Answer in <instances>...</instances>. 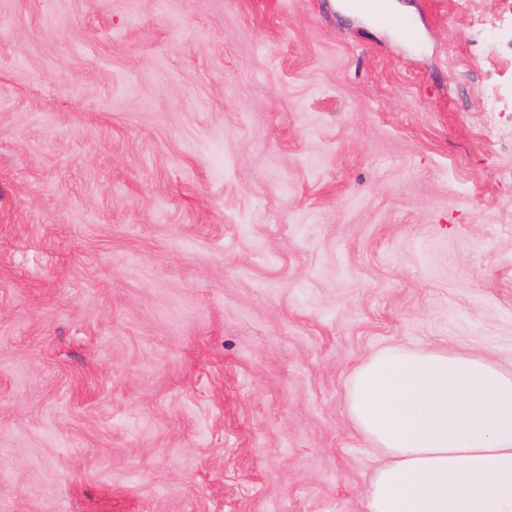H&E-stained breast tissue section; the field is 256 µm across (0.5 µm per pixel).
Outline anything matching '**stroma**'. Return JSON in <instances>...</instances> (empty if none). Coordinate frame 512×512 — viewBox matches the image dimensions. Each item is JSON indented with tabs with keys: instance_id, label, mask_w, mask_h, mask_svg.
<instances>
[{
	"instance_id": "obj_1",
	"label": "stroma",
	"mask_w": 512,
	"mask_h": 512,
	"mask_svg": "<svg viewBox=\"0 0 512 512\" xmlns=\"http://www.w3.org/2000/svg\"><path fill=\"white\" fill-rule=\"evenodd\" d=\"M390 2L0 0V512H368L363 362L512 371V13ZM386 0H347L350 9L368 14L378 22L391 28H407L408 23L393 15L387 8Z\"/></svg>"
}]
</instances>
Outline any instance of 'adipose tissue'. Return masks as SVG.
<instances>
[{
    "mask_svg": "<svg viewBox=\"0 0 512 512\" xmlns=\"http://www.w3.org/2000/svg\"><path fill=\"white\" fill-rule=\"evenodd\" d=\"M347 409L387 457L368 512H512V372L391 345L355 370Z\"/></svg>",
    "mask_w": 512,
    "mask_h": 512,
    "instance_id": "ef3b65f1",
    "label": "adipose tissue"
}]
</instances>
